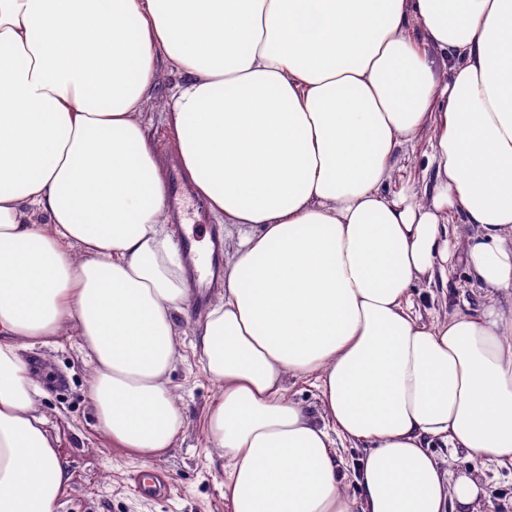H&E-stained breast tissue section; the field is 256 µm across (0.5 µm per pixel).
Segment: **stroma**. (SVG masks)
<instances>
[{"label":"stroma","mask_w":512,"mask_h":512,"mask_svg":"<svg viewBox=\"0 0 512 512\" xmlns=\"http://www.w3.org/2000/svg\"><path fill=\"white\" fill-rule=\"evenodd\" d=\"M157 67L155 97L142 112L141 121L157 149L167 157L173 154L174 146L165 102L180 76L166 61H159ZM428 151L426 141L418 140L398 152L391 191L433 182L434 174L427 167ZM411 293L416 303L428 310L462 312L480 302L460 266L454 268L447 288L419 285ZM193 343L191 327L181 326L182 358L171 374L170 385L181 400L185 428L166 455L148 460L112 447L99 426L90 397L91 364L76 334L56 343L36 344L26 351V358L46 376L40 410L70 472L58 512H229L223 496L224 473L209 464L202 429L204 414L217 389L204 373ZM148 469L168 474L170 492L144 496L133 491L131 475ZM485 490L483 512H512V470L487 466Z\"/></svg>","instance_id":"35a3bbf8"}]
</instances>
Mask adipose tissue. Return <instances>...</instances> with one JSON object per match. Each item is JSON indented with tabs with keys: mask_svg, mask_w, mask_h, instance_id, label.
<instances>
[{
	"mask_svg": "<svg viewBox=\"0 0 512 512\" xmlns=\"http://www.w3.org/2000/svg\"><path fill=\"white\" fill-rule=\"evenodd\" d=\"M161 58L182 166L235 232L194 343L230 512H480L482 466H512V0H0V512L70 480L36 341L79 336L113 447L156 458L185 425L190 292L141 122ZM423 133L433 187L389 194ZM452 208L485 301L427 320L409 290L447 279ZM311 379L305 377L288 379V394L293 399L301 402L306 406L314 407L317 404L315 397L316 390L310 385ZM435 448H432V451L435 453L440 462H442L446 467H449L453 470H466L469 469L473 462L466 458L465 452L463 450H456L454 448H440L444 446L436 445ZM337 449L342 457L341 472L345 476V483L348 485V491L350 494H354L355 488L357 486L355 483V471L362 451L359 448Z\"/></svg>",
	"mask_w": 512,
	"mask_h": 512,
	"instance_id": "ef3b65f1",
	"label": "adipose tissue"
}]
</instances>
